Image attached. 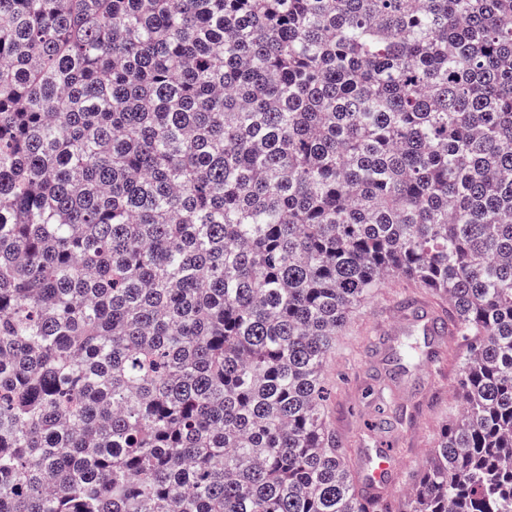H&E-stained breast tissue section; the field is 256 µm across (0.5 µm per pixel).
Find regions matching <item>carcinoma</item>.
<instances>
[{"instance_id": "1", "label": "carcinoma", "mask_w": 512, "mask_h": 512, "mask_svg": "<svg viewBox=\"0 0 512 512\" xmlns=\"http://www.w3.org/2000/svg\"><path fill=\"white\" fill-rule=\"evenodd\" d=\"M390 277L467 345L400 501L322 383ZM0 512H512V0H0Z\"/></svg>"}]
</instances>
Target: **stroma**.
I'll return each instance as SVG.
<instances>
[{
	"label": "stroma",
	"mask_w": 512,
	"mask_h": 512,
	"mask_svg": "<svg viewBox=\"0 0 512 512\" xmlns=\"http://www.w3.org/2000/svg\"><path fill=\"white\" fill-rule=\"evenodd\" d=\"M408 299L433 306L440 314L448 310L447 300L410 279L386 280L368 303L352 313L323 373L329 396L326 422L348 455L361 459L364 449L384 442L395 448L392 494L398 499L411 488L445 425L457 416V375L465 348L460 337L450 336L439 349V361L396 362L395 343L385 328ZM382 382L388 383L395 400L413 417L411 424L389 433L372 427L381 397L377 386Z\"/></svg>",
	"instance_id": "1"
}]
</instances>
